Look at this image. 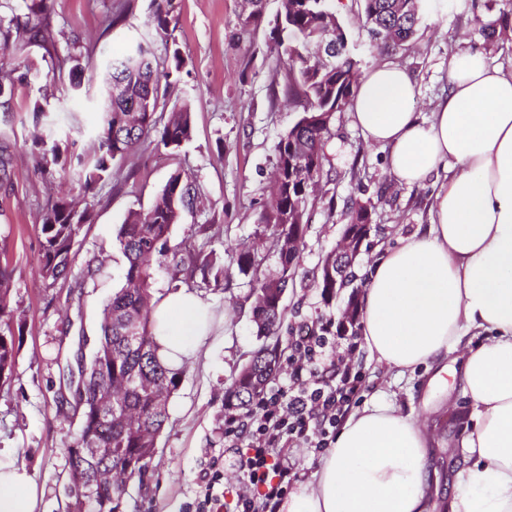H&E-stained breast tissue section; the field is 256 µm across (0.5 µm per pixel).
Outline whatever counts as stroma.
Returning <instances> with one entry per match:
<instances>
[{
	"instance_id": "stroma-1",
	"label": "stroma",
	"mask_w": 512,
	"mask_h": 512,
	"mask_svg": "<svg viewBox=\"0 0 512 512\" xmlns=\"http://www.w3.org/2000/svg\"><path fill=\"white\" fill-rule=\"evenodd\" d=\"M279 7V0H265V23L247 32L241 0H173L169 40L155 42L154 48L159 54L168 47L179 49L187 62L189 73L171 98L190 103L193 136L179 153L152 145L114 163L111 182L87 195L78 178L63 183L57 172L37 166L38 150L30 140L33 107L43 104L45 122L59 144L73 140L78 148H88L101 89L98 68L112 54L151 38L152 2L52 0L51 26L60 33L56 53L67 52L64 34L77 33L93 63L84 74L87 92L72 95L41 76L17 84L8 112L0 111V131L17 154L10 185L0 187V264L14 270L12 295L24 323L13 375L0 390V461L27 466L38 490L37 512H65L68 451L77 445L81 419L76 409L79 359L96 347L105 301L121 281L118 228L129 210L148 208L179 167L192 173L201 195L196 207L173 225L169 253L156 266L154 289L173 293L174 255L188 246L217 259L224 278L217 285L197 276L185 282L209 305L214 328L185 366L148 473L144 480L129 482L119 512H186L199 495L209 462L224 452V389L260 345L252 320L253 280L279 268L272 229L258 218L270 198L276 144L300 117L296 107L272 98L279 77L268 22ZM120 12L124 21L110 25L111 16ZM505 13H512V0H428L413 41L389 52L370 47L358 0H345L338 19L360 71L380 62L408 70L416 109L426 118L448 95V65L457 53L481 54L490 65L512 73V37L490 40L484 35ZM389 153V147L365 140L349 111L334 115L323 175L285 295L282 341L320 319L339 318L349 306L351 289L326 301L318 286L325 257L351 221L348 201L371 214L372 230L353 266L361 282L386 248L401 245L429 223L440 180L431 177L419 186L396 181L387 170ZM59 190L85 197L94 219L82 228L68 273L50 284L34 271L41 257L45 205ZM242 251L253 255L254 270H239L235 258ZM350 359L365 376L353 407L385 399L437 437L459 443L460 418L469 408L452 384L432 387L427 376L381 367L361 343Z\"/></svg>"
}]
</instances>
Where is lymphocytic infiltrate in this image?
<instances>
[{
	"instance_id": "lymphocytic-infiltrate-1",
	"label": "lymphocytic infiltrate",
	"mask_w": 512,
	"mask_h": 512,
	"mask_svg": "<svg viewBox=\"0 0 512 512\" xmlns=\"http://www.w3.org/2000/svg\"><path fill=\"white\" fill-rule=\"evenodd\" d=\"M333 327V320L325 319L301 331L288 359L287 384L261 393L246 413L225 412L224 446L233 459H213L190 512H280L300 479L292 449L321 452L335 441L336 427L364 379L337 351ZM229 468L238 474L230 495L224 482Z\"/></svg>"
}]
</instances>
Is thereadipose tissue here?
<instances>
[{"mask_svg":"<svg viewBox=\"0 0 512 512\" xmlns=\"http://www.w3.org/2000/svg\"><path fill=\"white\" fill-rule=\"evenodd\" d=\"M447 98L421 119L414 84L399 64L364 73L350 110L367 141L388 146V171L422 184L440 169L425 232L375 262L362 294V331L377 364L398 373L425 368L432 383L451 374L469 414L465 462L450 512H512V74L463 52L449 63ZM157 356L182 368L211 328L194 292L151 302ZM486 342L464 346L467 334ZM461 351L459 371L448 355ZM436 439L413 417L377 401L353 410L311 480L289 492L281 512H435ZM26 467L0 462V512H36Z\"/></svg>","mask_w":512,"mask_h":512,"instance_id":"adipose-tissue-1","label":"adipose tissue"}]
</instances>
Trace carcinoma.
<instances>
[{"mask_svg": "<svg viewBox=\"0 0 512 512\" xmlns=\"http://www.w3.org/2000/svg\"><path fill=\"white\" fill-rule=\"evenodd\" d=\"M9 13H0V108L9 109L15 85L37 75L42 65L68 78L69 90L82 89V74L90 60L82 51L81 38H66L64 56L46 52L41 59L6 57V52L25 46L54 44L49 21L50 0H4ZM363 27L372 45L396 50L415 34L422 0H360ZM172 0H152L154 36L168 41ZM336 30L334 47L320 56L314 48L327 29ZM271 49L284 70L282 97L302 106L297 123L276 145L277 168L274 197L260 221L274 228V239L290 233L303 235L309 203L323 173L324 148L335 113L350 105L359 79L357 61L351 56L348 38L336 16L334 0H286L269 32ZM187 62L178 50L159 57L147 43L137 42L104 66L101 109L93 130L90 154H63L58 143L37 127L32 145L39 148L38 164L72 169L84 193L112 178V164L152 142L173 150L192 138L193 115L187 102L167 106L171 89L179 84ZM14 152L0 139V185L10 183ZM199 194L196 181L185 171H173L161 192L146 210H131L120 225L116 240L125 258L121 284L106 301L99 344L82 364L79 404L82 405L79 441L89 462L82 481L92 480L118 499L122 477L143 474L146 464L129 468L132 459L157 447L168 418V402L180 383L181 372L165 367L156 355L151 301L155 280L154 261L168 250L171 227ZM92 223L89 207H76L66 196L48 204L41 224L42 253L37 276L43 282L56 280L71 263L75 240L85 224ZM300 253H279L280 267L274 275L257 281L256 290L285 288ZM181 263L190 273L200 272L203 281L219 282L224 269L199 261L187 253ZM342 282L320 278L324 300L336 288L349 284L354 275L351 260H340ZM14 270L0 266V383L7 382L22 346L23 323L13 306L11 283ZM285 309L269 314L262 306L252 308L257 337L275 336ZM138 328V340H128L130 326ZM278 359L261 347L252 357V368L240 370L224 392L227 406L245 409L257 396L255 387H267Z\"/></svg>", "mask_w": 512, "mask_h": 512, "instance_id": "cac0c4a2", "label": "carcinoma"}]
</instances>
